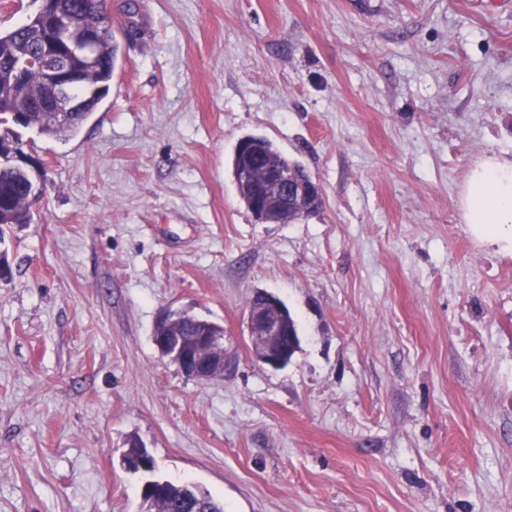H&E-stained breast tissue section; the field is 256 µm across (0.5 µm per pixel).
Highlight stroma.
Returning <instances> with one entry per match:
<instances>
[{"instance_id":"35a3bbf8","label":"stroma","mask_w":512,"mask_h":512,"mask_svg":"<svg viewBox=\"0 0 512 512\" xmlns=\"http://www.w3.org/2000/svg\"><path fill=\"white\" fill-rule=\"evenodd\" d=\"M123 55L0 237V512H140L129 440L224 512H512V252L466 223L512 158V0H106ZM270 139L323 189L262 224L231 159ZM278 296L300 348L254 359ZM224 327L186 378L162 312ZM249 137L250 136H245L237 142L236 148L232 156V164L234 162H237V157H235L236 151L237 153L242 152L245 156V163L241 164L235 171L234 180L237 183L238 192H240L242 199L247 203L248 200H245V194L243 193V190L240 185H250L253 183L254 180L253 168L247 162V157L253 152L254 145L256 143L253 142ZM254 302L253 297L249 307ZM283 304L277 296L266 292L259 305L246 311L245 323L254 355L258 361L274 369L283 368L292 360L288 359L291 333ZM190 321L199 327L191 340L170 336L172 321ZM153 340L158 352L194 380L223 379L232 369V356L224 349V327L189 313H166L156 324ZM206 348V355L201 349Z\"/></svg>"}]
</instances>
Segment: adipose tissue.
<instances>
[{"label": "adipose tissue", "instance_id": "adipose-tissue-1", "mask_svg": "<svg viewBox=\"0 0 512 512\" xmlns=\"http://www.w3.org/2000/svg\"><path fill=\"white\" fill-rule=\"evenodd\" d=\"M462 204L467 222L482 231L512 228V162L492 158L471 170Z\"/></svg>", "mask_w": 512, "mask_h": 512}]
</instances>
